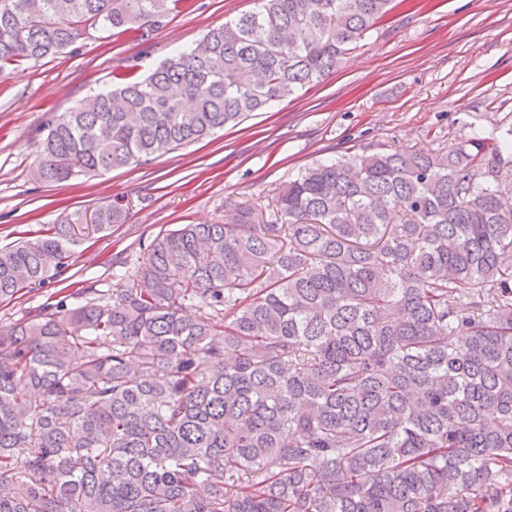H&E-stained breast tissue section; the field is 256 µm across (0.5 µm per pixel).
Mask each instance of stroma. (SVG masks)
I'll return each instance as SVG.
<instances>
[{
	"label": "stroma",
	"instance_id": "stroma-1",
	"mask_svg": "<svg viewBox=\"0 0 512 512\" xmlns=\"http://www.w3.org/2000/svg\"><path fill=\"white\" fill-rule=\"evenodd\" d=\"M254 0H190L149 41L93 28L63 53L0 75V248L77 211L113 200L126 223L89 234L53 279L0 302V328L98 282L120 292L148 244L180 224L232 223L236 205L273 218L278 189L311 164L362 150L450 151L462 136L512 124V0H403L336 71L272 109L136 168L67 184L36 180L41 132L52 114L143 75L195 44Z\"/></svg>",
	"mask_w": 512,
	"mask_h": 512
}]
</instances>
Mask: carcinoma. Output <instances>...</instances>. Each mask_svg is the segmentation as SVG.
Listing matches in <instances>:
<instances>
[{
  "mask_svg": "<svg viewBox=\"0 0 512 512\" xmlns=\"http://www.w3.org/2000/svg\"><path fill=\"white\" fill-rule=\"evenodd\" d=\"M0 0V70L183 0ZM47 122L38 180L193 144L336 70L394 0H255ZM65 220L0 249V301L64 267ZM512 126L316 163L273 224H180L116 297L0 329V512H512ZM194 308L197 315L186 311Z\"/></svg>",
  "mask_w": 512,
  "mask_h": 512,
  "instance_id": "carcinoma-1",
  "label": "carcinoma"
}]
</instances>
